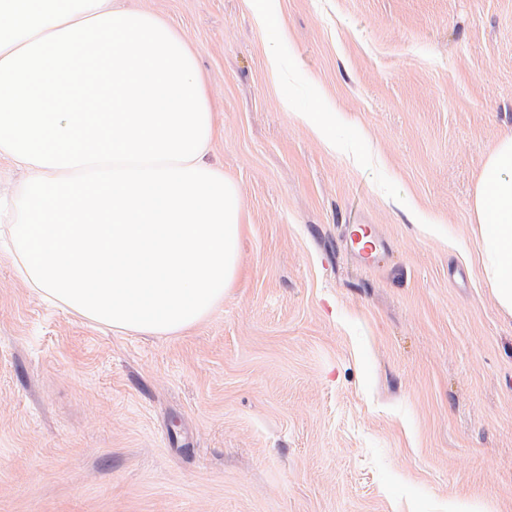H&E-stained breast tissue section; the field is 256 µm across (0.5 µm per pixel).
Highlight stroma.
Segmentation results:
<instances>
[{"label": "stroma", "mask_w": 512, "mask_h": 512, "mask_svg": "<svg viewBox=\"0 0 512 512\" xmlns=\"http://www.w3.org/2000/svg\"><path fill=\"white\" fill-rule=\"evenodd\" d=\"M115 2L196 51L239 273L146 335L1 246L0 512H512V316L472 209L512 132V0H276L266 27L265 0ZM299 112L335 113L340 150ZM347 224L387 252L354 263Z\"/></svg>", "instance_id": "35a3bbf8"}]
</instances>
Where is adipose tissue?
<instances>
[{"mask_svg":"<svg viewBox=\"0 0 512 512\" xmlns=\"http://www.w3.org/2000/svg\"><path fill=\"white\" fill-rule=\"evenodd\" d=\"M473 206L480 225L485 279L499 306L512 313V135L490 150Z\"/></svg>","mask_w":512,"mask_h":512,"instance_id":"1","label":"adipose tissue"}]
</instances>
